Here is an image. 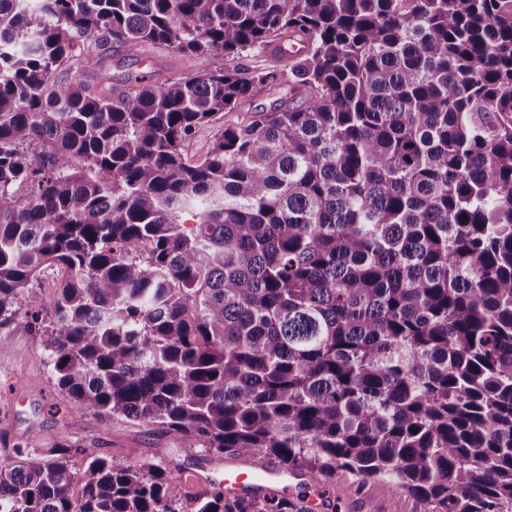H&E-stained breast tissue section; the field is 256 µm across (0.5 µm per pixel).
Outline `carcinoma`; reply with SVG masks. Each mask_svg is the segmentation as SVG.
I'll use <instances>...</instances> for the list:
<instances>
[{
    "instance_id": "cac0c4a2",
    "label": "carcinoma",
    "mask_w": 512,
    "mask_h": 512,
    "mask_svg": "<svg viewBox=\"0 0 512 512\" xmlns=\"http://www.w3.org/2000/svg\"><path fill=\"white\" fill-rule=\"evenodd\" d=\"M284 35L301 107L218 124L275 66L112 95L114 44ZM47 268L51 313L22 308ZM18 320L73 409L189 456L512 512V0H0V329ZM81 453L76 496L71 448L14 445L0 512H183L162 465ZM189 512L298 510L215 488Z\"/></svg>"
}]
</instances>
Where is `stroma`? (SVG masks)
Masks as SVG:
<instances>
[{
  "label": "stroma",
  "instance_id": "1",
  "mask_svg": "<svg viewBox=\"0 0 512 512\" xmlns=\"http://www.w3.org/2000/svg\"><path fill=\"white\" fill-rule=\"evenodd\" d=\"M270 52L245 51L232 58L213 56L207 59L181 55L159 45H146L130 54L113 47L107 64L112 73V92L123 91L124 75L152 71L156 81L186 77L210 67H234L244 77L253 76L269 67ZM303 96L291 94L286 79L257 87L252 96L239 102L224 115L225 123H233L252 112H270L278 108L297 107ZM31 448L70 446L77 453L71 462L73 474H81V449L89 448L127 462L151 461L165 467L182 494L196 490V479L220 481L224 471L245 467V459L230 455L214 456L205 452L187 457L177 434L165 433L158 427L131 424L123 420L102 421L90 412L71 410L59 394L52 375L47 352L39 340L30 336L23 324L17 323L0 331V464L6 463L13 444ZM350 479L337 475L328 489L326 512H420V504L395 490L382 480L364 483L350 494H341Z\"/></svg>",
  "mask_w": 512,
  "mask_h": 512
}]
</instances>
